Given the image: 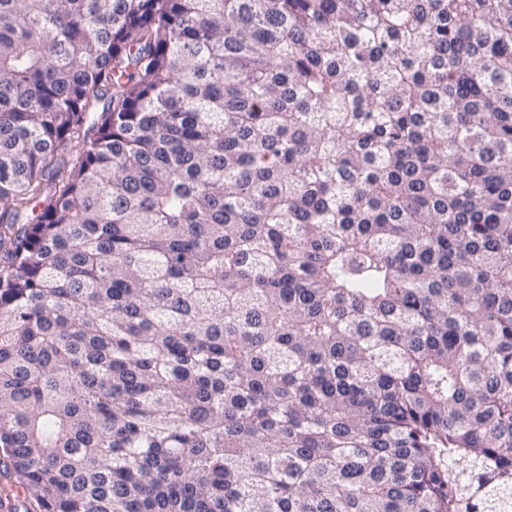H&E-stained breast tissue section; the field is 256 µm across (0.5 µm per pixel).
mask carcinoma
Segmentation results:
<instances>
[{
    "label": "carcinoma",
    "instance_id": "1",
    "mask_svg": "<svg viewBox=\"0 0 512 512\" xmlns=\"http://www.w3.org/2000/svg\"><path fill=\"white\" fill-rule=\"evenodd\" d=\"M0 449L44 512H512V0H0Z\"/></svg>",
    "mask_w": 512,
    "mask_h": 512
}]
</instances>
